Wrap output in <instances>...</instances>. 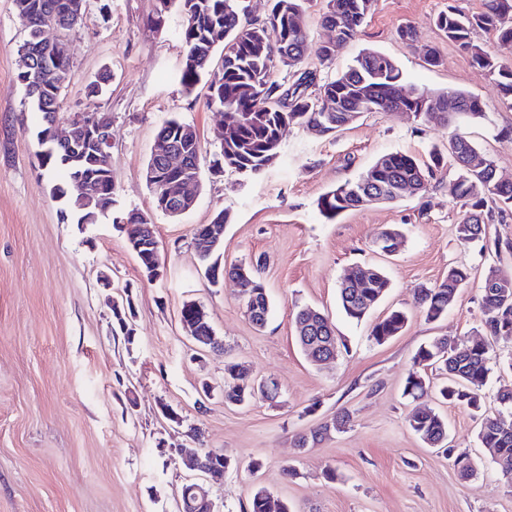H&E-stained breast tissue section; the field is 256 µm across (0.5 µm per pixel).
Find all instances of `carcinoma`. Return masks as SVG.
<instances>
[{"label": "carcinoma", "mask_w": 512, "mask_h": 512, "mask_svg": "<svg viewBox=\"0 0 512 512\" xmlns=\"http://www.w3.org/2000/svg\"><path fill=\"white\" fill-rule=\"evenodd\" d=\"M71 0H14L15 11L28 30L25 43L29 45L31 65L26 74H17L25 95L42 114L44 129L59 114L61 92L70 81V65L57 63L51 58L48 46L37 39L38 28L52 23L70 31L83 23L87 15L88 0H82V8L73 10ZM178 3L184 15L181 38L184 44L182 70L183 84L191 88L202 77H208L209 104L218 107L224 116V141L220 156L224 167L233 171L243 168L253 173L269 167L279 156L281 128L285 125H301L316 128L322 135H331L337 129L354 122L360 113L358 106H371L373 112L408 111L423 123H448V100L455 102V111L472 117L483 115L478 99L462 90L431 92L413 88L406 99L398 95L402 72L388 55L366 49L360 52L346 70L317 81L310 70L301 68L307 50L308 32L304 24L305 4L308 0H272L267 17L255 22L248 17L244 0H170ZM373 6V0H327L322 13V24L336 32L338 44L354 41ZM433 23L448 41L467 52L472 63L485 71L499 86L506 98L512 99V66L500 63L489 54L474 36L482 32L503 43L512 42V0H483L482 9L465 14L454 7L439 13ZM293 70V80L278 81L277 66ZM314 91H309V88ZM336 104L334 111L322 109L323 100ZM188 124L176 118L166 121L158 130L156 139L162 140L183 155L185 165L172 174L177 179L183 174H200L205 158L201 140L189 139L184 130ZM479 154L477 147L463 134L455 133L448 139V147L434 149L431 163L422 164L415 157L402 153H388L375 160L369 170L354 181H347L324 193L317 202L320 213L328 219L369 203H395L402 199L404 190L423 196L428 191L429 178L434 170L450 166L455 168L454 193L465 211L458 224L459 238L467 243L480 242L481 249L510 246L496 239H487L486 226L496 218H505L512 210V183L499 182L495 165L487 160L484 167L473 164ZM63 151L39 162L47 173L60 174L68 181V188L55 185L53 196H66V202L76 224H94L102 216L101 209L112 198V176H101L93 166L91 154H85L79 163L63 164ZM97 176L101 182V195L81 198L75 193L73 178ZM156 211L164 213L173 208L177 199L168 191L166 184L151 187ZM227 223V214L219 211L212 224ZM210 224V225H212ZM210 225L195 229L194 243L198 260L205 267L210 282L217 284L245 271L242 289L246 301L252 303L249 321L258 329L265 327L270 312V299L259 277L261 263L249 265H222L214 256L223 236L214 235ZM139 265L151 277L162 255L154 250L131 247ZM468 270L451 267L448 274L432 287L418 289L415 303L429 321L438 320L448 313L459 288L467 281ZM390 282L381 269L375 278L338 288L340 307L345 317L361 321L369 313L365 301L377 304L386 295ZM483 318L481 336L489 340L473 344L465 339L448 344L443 336L421 346L413 357L414 369L406 378L403 394L416 399L427 389L431 380L428 370L442 376L438 394L447 403L480 408L483 389L491 374L492 344L512 341V291L508 296L482 292ZM314 319L316 335L333 337L331 348L340 351L343 342L335 337V331L323 314H313L301 309L296 315L297 335L307 320ZM181 319L196 325V333L208 336L213 332L204 309L192 302L183 306ZM408 321L406 312L393 310L376 322L370 336L382 344L398 335ZM247 367L234 363L227 367L224 376V403L242 405L256 399L253 388L247 384ZM352 415L342 411L334 417L332 425H320L310 434L297 438V447L303 448L311 440L342 432L352 426ZM408 427L427 444L445 449L462 480L476 475L473 459L466 453L455 454L448 446V422L432 411H413L407 417ZM482 448L487 450L491 463L497 468L508 486L512 487V430L506 431L498 420L486 417L478 432ZM243 512H288V507L258 488L243 505Z\"/></svg>", "instance_id": "cac0c4a2"}]
</instances>
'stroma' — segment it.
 <instances>
[{
  "label": "stroma",
  "instance_id": "35a3bbf8",
  "mask_svg": "<svg viewBox=\"0 0 512 512\" xmlns=\"http://www.w3.org/2000/svg\"><path fill=\"white\" fill-rule=\"evenodd\" d=\"M154 5L110 0L105 19L89 9L68 34L71 80L60 103L65 114L111 117L114 209L150 216L165 260L150 278L111 217L76 224L53 198L54 180L37 161L42 117L16 78L26 31L13 0H0V512H178L189 472L174 460L176 448L231 459L223 479L210 483L218 512H241L259 487L291 512H512V488L478 444V415L431 391L416 401L402 394L421 344L476 336L484 276L492 267L512 275V246L494 252L459 239L462 209L445 171L422 198L363 206L332 221L317 208L325 192L357 179L379 156L402 152L425 162L456 132L512 180V103L432 24L448 6L467 14L482 0H375L357 38L325 65L316 48L331 36L321 24L326 0H313L303 66L318 79L370 48L396 62L404 87L463 90L482 102L484 118L435 125L366 112L330 136L292 125L271 167L250 176L204 174L196 206L177 218L156 211L144 177L156 133L179 118L199 130L211 159L220 152L223 116L207 107L204 85L186 92L183 18L171 10L163 29H154L147 23ZM406 24L419 33L411 45L398 36ZM430 47L438 66L424 61ZM106 69V90L87 97V85ZM220 211L228 215L224 265L263 261L272 301L263 330L245 315L235 281L211 285L198 261L194 231ZM390 227L403 231L405 243L385 257L373 239ZM453 265L470 276L447 316L426 321L416 290L440 282ZM376 266L390 279L387 295L366 320H348L338 304L342 276ZM114 300L131 302L132 336L118 329ZM188 302L204 308L221 347L199 346L186 331ZM306 306L328 316L348 345L332 362L312 365L296 340L294 318ZM397 307L409 313L405 330L375 343L372 321ZM237 362L251 376L275 378L279 397L245 406L225 405L219 389L203 397L202 382L219 386ZM343 409L353 415L349 430L295 447L298 434ZM415 410L447 418L453 448L479 468L474 479L461 480L447 454L409 429ZM254 460L261 468L253 474ZM287 465L294 476L283 475Z\"/></svg>",
  "mask_w": 512,
  "mask_h": 512
}]
</instances>
